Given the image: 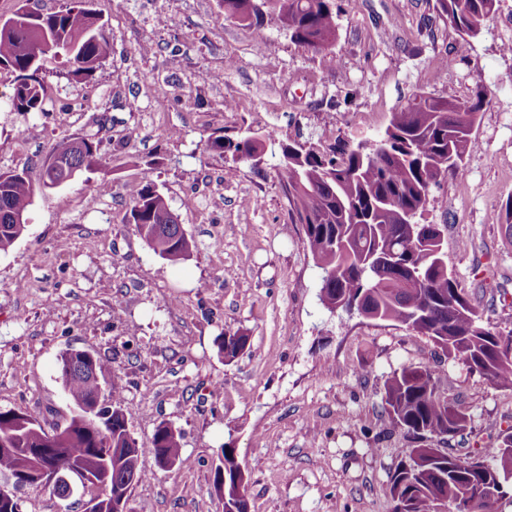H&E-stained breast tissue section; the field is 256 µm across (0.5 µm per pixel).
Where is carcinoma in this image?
<instances>
[{
	"mask_svg": "<svg viewBox=\"0 0 512 512\" xmlns=\"http://www.w3.org/2000/svg\"><path fill=\"white\" fill-rule=\"evenodd\" d=\"M497 0H436L446 26L459 36V49L470 45L469 36L483 28ZM227 21L257 29L268 14L276 15L290 41L306 51L332 61L336 41L335 0H218ZM35 21L19 27L0 26V70L16 74L10 95L19 112H42L46 99L43 73L30 67L25 45L40 41L76 47L66 62L79 79L91 77L109 51L101 17L89 0H69L60 10L34 14ZM454 102L419 95L392 114L385 131L373 141L354 143L338 139L328 147L298 141L278 143L282 161L278 177L288 198L292 220L300 224L316 264L324 271L321 301L326 308L352 304L368 319L394 321L445 346L446 354L459 359L490 380L512 387V357L500 356L495 347L512 344L482 320L478 309L458 291L441 254L438 229L422 224L431 190L447 176H460L465 159L477 147L472 136L484 105L479 97L454 112ZM275 138L252 133L236 138L211 136L206 148L233 159L259 164ZM51 153L63 166L44 171L51 180L72 172L104 167L99 143L69 139ZM35 186L20 173H0V253L8 252L25 231L13 215L27 214ZM124 223L132 224L155 254L178 261L190 254V243L177 216L154 182L144 178L133 190ZM248 337L224 335L219 352L233 359L245 349ZM58 370L74 405L72 423L54 445L51 461L64 468L112 465L111 482L136 472L144 451L183 463L181 434L159 425L150 448L136 447L114 457L102 456L106 448H127L128 431L124 400L110 389L108 398L88 413L103 386L104 365L91 354L82 359L69 350L60 355ZM392 420L416 436L457 434L466 430L469 415L448 404L439 393L435 375L421 368L405 367L386 382L383 397ZM40 417L28 412L0 411V473L39 488L27 465L26 448L42 447ZM495 473L512 489V431L501 433L498 443L473 459L471 468L458 473L455 458L436 457L427 448L412 450L391 477L392 512H436L440 502L454 510L453 502L475 496L482 476ZM213 486L230 503L239 494L234 468L215 467Z\"/></svg>",
	"mask_w": 512,
	"mask_h": 512,
	"instance_id": "cac0c4a2",
	"label": "carcinoma"
}]
</instances>
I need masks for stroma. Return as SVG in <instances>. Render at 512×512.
<instances>
[{"label":"stroma","mask_w":512,"mask_h":512,"mask_svg":"<svg viewBox=\"0 0 512 512\" xmlns=\"http://www.w3.org/2000/svg\"><path fill=\"white\" fill-rule=\"evenodd\" d=\"M333 63L293 44L280 22L224 20L217 0H93L110 53L86 80L48 65L40 112L9 102L0 71V172L39 181L41 161L71 137L100 142L108 165L37 192L23 235L0 253V410L64 424V351L87 350L124 398L143 447L145 480L132 512H224L212 485L218 453L234 449L251 512H391L390 479L415 448L477 454L512 430V387L448 358L393 321L330 312L324 272L293 223L279 156L258 165L207 150L214 132L272 134L322 145L372 135L417 95L472 101L476 150L465 175L440 181L423 221L443 234L459 292L512 333V0H498L466 58L435 0H336ZM436 56H452L435 68ZM150 177L191 244L155 255L125 223ZM110 192H101L100 181ZM246 335L233 361L222 333ZM433 370L439 392L467 413L455 436L418 437L384 409L386 380ZM180 431L185 466L150 453L156 428Z\"/></svg>","instance_id":"obj_1"}]
</instances>
